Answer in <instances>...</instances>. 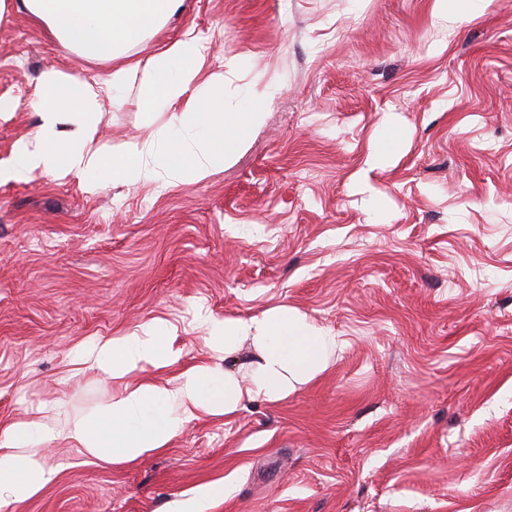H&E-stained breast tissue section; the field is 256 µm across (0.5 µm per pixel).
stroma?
<instances>
[{"label":"stroma","mask_w":512,"mask_h":512,"mask_svg":"<svg viewBox=\"0 0 512 512\" xmlns=\"http://www.w3.org/2000/svg\"><path fill=\"white\" fill-rule=\"evenodd\" d=\"M435 0H185L132 48L188 26L207 61L280 85L235 161L198 183L90 191L75 177L0 183V427L56 407L93 414L120 391L78 347L157 318L178 368L238 369L206 346L217 318L297 309L335 334L328 369L288 398L188 423L163 451L114 464L58 446L52 480L0 512H512V0L443 38ZM50 67L108 66L61 48L22 0L0 15V161L37 128ZM392 165L364 172L385 119ZM136 92L106 102L99 140L176 128ZM215 495L216 490L209 487L208 489L178 501L173 512H206Z\"/></svg>","instance_id":"35a3bbf8"}]
</instances>
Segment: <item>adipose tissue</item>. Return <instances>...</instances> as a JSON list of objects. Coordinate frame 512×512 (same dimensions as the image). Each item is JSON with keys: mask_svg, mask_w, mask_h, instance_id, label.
<instances>
[{"mask_svg": "<svg viewBox=\"0 0 512 512\" xmlns=\"http://www.w3.org/2000/svg\"><path fill=\"white\" fill-rule=\"evenodd\" d=\"M28 13L65 49L81 59L105 61V75L89 83L80 76L43 71L32 103L40 116L35 134L0 163V181L18 177H84L95 185L199 182L231 163L249 132L263 120L262 100L278 93L268 85L252 92L245 109L227 106L224 88L241 77L238 61L206 68V50L193 27L140 62L130 56L152 32L181 11L184 0H23ZM136 89L141 111L179 112L174 135L149 137L115 152L96 136L105 100L114 91ZM206 341L233 356L242 345L255 355L248 385L235 370L190 366L165 382L131 383L149 368L172 367L179 353L169 344L166 322L154 319L126 334L96 341L75 353L115 381L122 392L98 413L65 423L41 415L0 428V499L21 502L52 479L45 453L64 442L94 458L115 463L141 460L167 448L192 420L234 414L251 393L279 401L322 374L336 349L335 336L285 305L261 316L205 318Z\"/></svg>", "mask_w": 512, "mask_h": 512, "instance_id": "adipose-tissue-1", "label": "adipose tissue"}]
</instances>
